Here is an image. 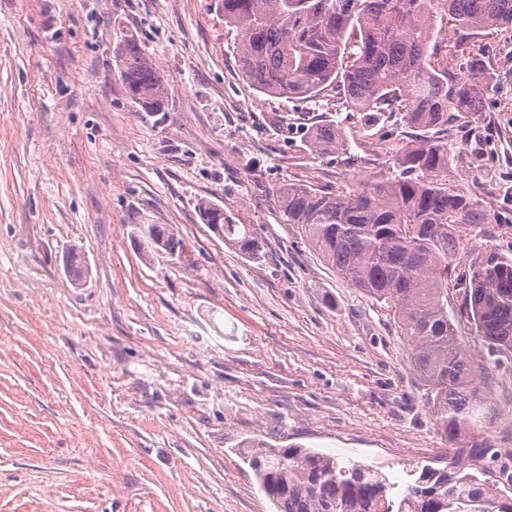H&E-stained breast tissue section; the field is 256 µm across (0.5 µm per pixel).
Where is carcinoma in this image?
Instances as JSON below:
<instances>
[{
    "instance_id": "cac0c4a2",
    "label": "carcinoma",
    "mask_w": 512,
    "mask_h": 512,
    "mask_svg": "<svg viewBox=\"0 0 512 512\" xmlns=\"http://www.w3.org/2000/svg\"><path fill=\"white\" fill-rule=\"evenodd\" d=\"M219 2L224 25L236 32L238 71L254 90L314 100L333 87L371 126L397 113L423 131L395 150L387 176L348 191L288 183L273 196L283 222L296 225L327 265L394 310L450 445L445 466L420 463L402 485L299 446L282 465L275 449L244 441L242 459L277 512H512V452L479 430L491 413L484 385L492 366L461 345L448 315V289L458 288L494 362L512 356V253L490 245L471 254V236L493 215L453 179L448 148V125L483 111L485 94L507 78L469 43L512 25V0ZM112 56L129 98L165 120L169 86L146 49L124 34ZM309 144L315 154L346 147L336 123L315 126ZM198 210L224 243L257 254L250 225L233 223L210 200ZM151 241L191 264L186 243L167 226L152 225Z\"/></svg>"
}]
</instances>
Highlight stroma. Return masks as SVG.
Returning a JSON list of instances; mask_svg holds the SVG:
<instances>
[{
	"label": "stroma",
	"mask_w": 512,
	"mask_h": 512,
	"mask_svg": "<svg viewBox=\"0 0 512 512\" xmlns=\"http://www.w3.org/2000/svg\"><path fill=\"white\" fill-rule=\"evenodd\" d=\"M165 71L168 117L129 99L112 46ZM217 0H0V512H276L241 442L296 445L399 480L448 455L393 312L283 223L273 190L388 174L412 130L368 125L335 90L254 91ZM473 53L510 80L451 127L453 171L512 250V25ZM338 123L344 152L308 146ZM250 225L254 257L203 223ZM171 225L193 265L153 251ZM86 272L75 278L68 255ZM483 431L512 450V358ZM197 206L204 223L220 226L225 244L244 253L257 254L258 241L253 236L250 225L234 224L224 215V209L211 200L202 199Z\"/></svg>",
	"instance_id": "obj_1"
}]
</instances>
